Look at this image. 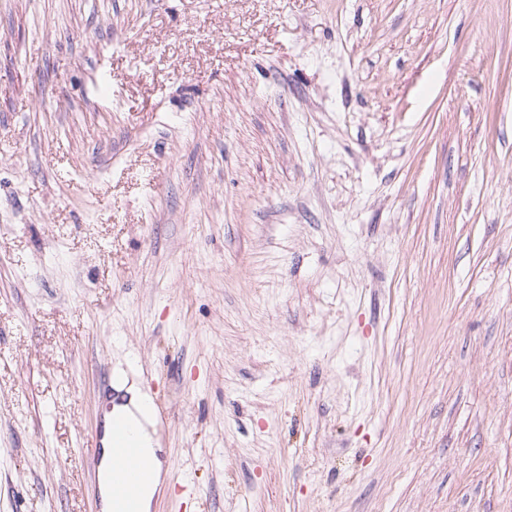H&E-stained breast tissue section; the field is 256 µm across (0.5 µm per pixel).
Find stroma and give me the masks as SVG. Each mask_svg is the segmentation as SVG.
I'll return each mask as SVG.
<instances>
[{
  "label": "stroma",
  "instance_id": "35a3bbf8",
  "mask_svg": "<svg viewBox=\"0 0 512 512\" xmlns=\"http://www.w3.org/2000/svg\"><path fill=\"white\" fill-rule=\"evenodd\" d=\"M119 372L151 512H512V0H0V512Z\"/></svg>",
  "mask_w": 512,
  "mask_h": 512
}]
</instances>
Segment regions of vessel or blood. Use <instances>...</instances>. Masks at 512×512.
Masks as SVG:
<instances>
[{"instance_id": "vessel-or-blood-1", "label": "vessel or blood", "mask_w": 512, "mask_h": 512, "mask_svg": "<svg viewBox=\"0 0 512 512\" xmlns=\"http://www.w3.org/2000/svg\"><path fill=\"white\" fill-rule=\"evenodd\" d=\"M107 443H94L89 450L92 460H100L103 451H110L116 463L108 488L109 512H142L139 482L147 469V461L139 445L138 433L128 417L121 412L109 414L103 424Z\"/></svg>"}]
</instances>
